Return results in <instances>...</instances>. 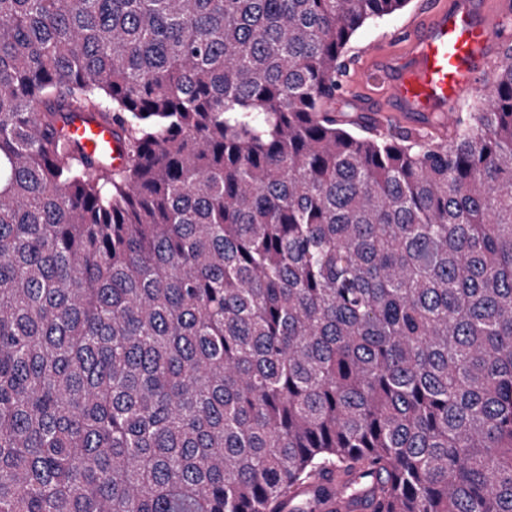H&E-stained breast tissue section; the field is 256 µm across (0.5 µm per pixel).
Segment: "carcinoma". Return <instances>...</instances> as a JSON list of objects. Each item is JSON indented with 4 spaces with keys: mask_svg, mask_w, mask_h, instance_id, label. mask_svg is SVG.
Returning a JSON list of instances; mask_svg holds the SVG:
<instances>
[{
    "mask_svg": "<svg viewBox=\"0 0 512 512\" xmlns=\"http://www.w3.org/2000/svg\"><path fill=\"white\" fill-rule=\"evenodd\" d=\"M408 2L0 0V512H512V57L336 111ZM68 133L87 148L88 151H107L112 157V164L122 163L119 143L112 132V126L76 120L68 129ZM323 512H357L358 504L353 496L346 495L344 490L336 486V492L320 505Z\"/></svg>",
    "mask_w": 512,
    "mask_h": 512,
    "instance_id": "obj_1",
    "label": "carcinoma"
}]
</instances>
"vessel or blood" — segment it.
Instances as JSON below:
<instances>
[{
    "label": "vessel or blood",
    "instance_id": "1",
    "mask_svg": "<svg viewBox=\"0 0 512 512\" xmlns=\"http://www.w3.org/2000/svg\"><path fill=\"white\" fill-rule=\"evenodd\" d=\"M512 26V0H431L400 35L397 50L371 49L350 92L379 86L372 109L380 124L450 125L468 96L486 90L504 59L498 32ZM90 151L109 152L120 165L111 126L75 121L68 129Z\"/></svg>",
    "mask_w": 512,
    "mask_h": 512
}]
</instances>
